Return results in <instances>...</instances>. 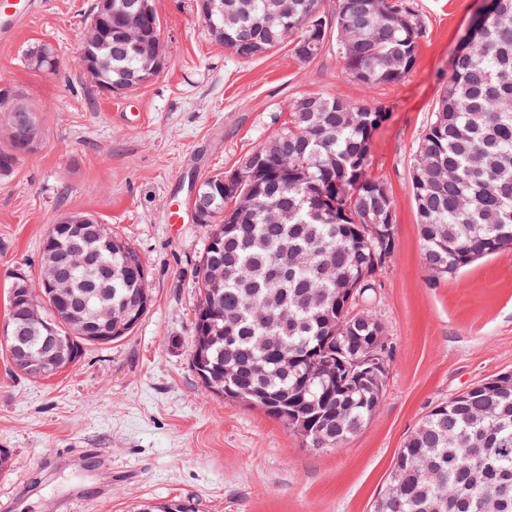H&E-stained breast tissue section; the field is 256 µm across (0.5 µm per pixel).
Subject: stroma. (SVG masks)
Here are the masks:
<instances>
[{
	"mask_svg": "<svg viewBox=\"0 0 512 512\" xmlns=\"http://www.w3.org/2000/svg\"><path fill=\"white\" fill-rule=\"evenodd\" d=\"M96 2L44 0L0 44V84L23 91L40 131L0 178V324L11 271L37 275L45 237L71 213L93 215L139 253L152 301L130 334L49 378L15 373L0 344V448L11 454L0 498L14 512H136L172 499L195 512H371L398 448L432 407L512 372V250L433 277L412 189L418 142L481 0H413L424 26L417 60L371 89L345 71L335 37L308 62L285 46L246 61L214 41L196 0H152L167 64L122 95L99 92L81 66ZM37 42L58 48L57 71L24 66ZM305 93L382 108L366 175L385 184L395 216V250L367 303L391 348L385 398L345 445L320 451L211 392L190 363L207 236L192 189L237 169Z\"/></svg>",
	"mask_w": 512,
	"mask_h": 512,
	"instance_id": "35a3bbf8",
	"label": "stroma"
}]
</instances>
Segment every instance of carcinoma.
Instances as JSON below:
<instances>
[{"label": "carcinoma", "mask_w": 512, "mask_h": 512, "mask_svg": "<svg viewBox=\"0 0 512 512\" xmlns=\"http://www.w3.org/2000/svg\"><path fill=\"white\" fill-rule=\"evenodd\" d=\"M277 13L269 22L267 14ZM321 0H224V10L203 15L209 31L224 28L221 44L251 60L253 44L269 53L284 36L325 43L315 27ZM149 37L161 35L153 7L139 21ZM334 27L347 42L336 52L360 83L393 84L414 66L421 21L411 0H338ZM123 18L97 19L84 34L89 51L98 37L112 38V60L92 75L96 86L139 70L142 51L121 38ZM25 56L55 71L48 43ZM21 94L0 87V112ZM382 109L320 93L293 103L288 122L256 144L239 166L265 167L262 190L239 212L232 194L216 195L205 218L207 243L195 269L198 302L194 329L209 301L208 264L224 259L222 306L211 333L224 342L208 350L207 366L224 376L223 395L262 409L300 437H319L338 448L379 410L388 373L377 381L352 373L331 385L336 362L375 348L389 356L385 331L359 301L376 294L375 275L395 249L370 222L393 207L386 186L364 175L372 132ZM412 186L424 265L454 274L475 261L512 250V0H495L477 21L469 44L453 63L417 150ZM288 212L282 224L266 220V205ZM117 247L100 261L112 265V310L120 312L136 289L139 254L112 235ZM349 282L354 295L329 298ZM483 380L456 400L433 407L398 449L385 492L374 512H512V396Z\"/></svg>", "instance_id": "obj_1"}]
</instances>
